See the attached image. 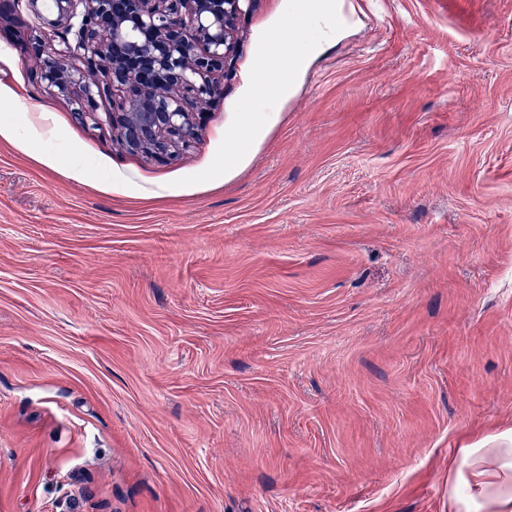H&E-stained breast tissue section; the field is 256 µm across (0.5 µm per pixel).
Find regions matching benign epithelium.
<instances>
[{
    "label": "benign epithelium",
    "instance_id": "obj_1",
    "mask_svg": "<svg viewBox=\"0 0 512 512\" xmlns=\"http://www.w3.org/2000/svg\"><path fill=\"white\" fill-rule=\"evenodd\" d=\"M247 2L13 0L34 16L28 44L45 88L71 100L83 124L106 125L122 147L157 161L198 136L201 105L220 93L216 76L233 59ZM47 27L61 44L44 38ZM103 100L112 109L99 111Z\"/></svg>",
    "mask_w": 512,
    "mask_h": 512
}]
</instances>
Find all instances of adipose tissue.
Wrapping results in <instances>:
<instances>
[{
	"label": "adipose tissue",
	"mask_w": 512,
	"mask_h": 512,
	"mask_svg": "<svg viewBox=\"0 0 512 512\" xmlns=\"http://www.w3.org/2000/svg\"><path fill=\"white\" fill-rule=\"evenodd\" d=\"M342 0H298L300 23L283 40L292 52L266 56L248 86L287 96L305 65L340 36L336 15ZM448 512H512V424L478 439L448 461Z\"/></svg>",
	"instance_id": "adipose-tissue-1"
}]
</instances>
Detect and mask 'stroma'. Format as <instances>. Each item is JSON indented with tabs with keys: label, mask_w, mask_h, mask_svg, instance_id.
<instances>
[{
	"label": "stroma",
	"mask_w": 512,
	"mask_h": 512,
	"mask_svg": "<svg viewBox=\"0 0 512 512\" xmlns=\"http://www.w3.org/2000/svg\"><path fill=\"white\" fill-rule=\"evenodd\" d=\"M289 2L149 161L0 0V512H447L449 456L512 424V0H351L292 97H248Z\"/></svg>",
	"instance_id": "obj_1"
}]
</instances>
